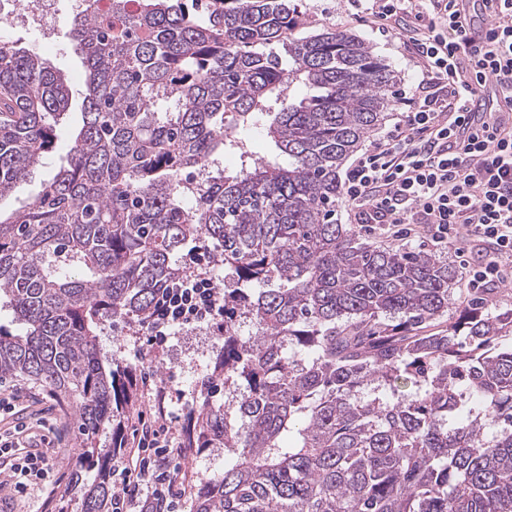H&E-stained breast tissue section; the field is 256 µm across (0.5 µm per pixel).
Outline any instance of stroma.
<instances>
[{"instance_id":"stroma-1","label":"stroma","mask_w":512,"mask_h":512,"mask_svg":"<svg viewBox=\"0 0 512 512\" xmlns=\"http://www.w3.org/2000/svg\"><path fill=\"white\" fill-rule=\"evenodd\" d=\"M302 13L306 31L325 28L339 29L365 38L374 51L398 73V87L412 91L420 79V73L409 61V56L397 40L377 29L369 20L358 15L348 0H296ZM74 0H58L60 22L54 33L56 48L45 53L46 62L60 71L69 82L74 93L83 89V66L72 39L69 20ZM80 102L72 107L58 130V147L51 154L45 167L37 177L21 184L14 196L0 202V207L13 209L22 202L33 199L41 189L43 179L49 177L63 157L72 137L80 126ZM354 233L360 241L376 247L394 250H423L435 253L441 260L453 267H460L461 260L454 252L437 248L424 234L415 232L405 240H395L364 226H354ZM102 352L113 360L133 367L145 368L150 379L138 390V402L142 411H149L158 402V393H165L163 402L168 425L173 435H180L183 415L194 403L198 383L202 374L211 364L223 345L222 336L209 327H186L176 330L167 343L157 347L151 345L140 327H128L121 322L105 321L98 331ZM13 385L21 396L33 395L51 405L53 411L48 419L56 427L55 436L49 447V454L55 463L76 464L80 440L75 430L67 424L64 407L58 404L49 389L32 381L17 378Z\"/></svg>"}]
</instances>
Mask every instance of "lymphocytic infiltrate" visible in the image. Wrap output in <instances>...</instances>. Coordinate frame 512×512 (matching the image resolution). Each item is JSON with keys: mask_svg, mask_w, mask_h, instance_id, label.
Returning a JSON list of instances; mask_svg holds the SVG:
<instances>
[{"mask_svg": "<svg viewBox=\"0 0 512 512\" xmlns=\"http://www.w3.org/2000/svg\"><path fill=\"white\" fill-rule=\"evenodd\" d=\"M368 13L411 53L424 89L396 94L401 119L347 169L344 205L355 223L414 224L434 245L475 252L470 285H497L512 266V123L469 105L487 85L512 88V0H495L479 35L455 0H372ZM223 322V289L193 270L157 296L144 329L161 344L176 328ZM171 444L165 414L139 415L113 469L112 512H180L193 475L169 465ZM0 458L16 495L54 493L69 476L23 423L0 432Z\"/></svg>", "mask_w": 512, "mask_h": 512, "instance_id": "lymphocytic-infiltrate-1", "label": "lymphocytic infiltrate"}]
</instances>
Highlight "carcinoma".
<instances>
[{"label": "carcinoma", "mask_w": 512, "mask_h": 512, "mask_svg": "<svg viewBox=\"0 0 512 512\" xmlns=\"http://www.w3.org/2000/svg\"><path fill=\"white\" fill-rule=\"evenodd\" d=\"M199 2L72 17L82 125L35 199L0 210V380L70 409L75 494L107 512L137 376L96 330L148 318L194 246L236 287L182 439L231 460L190 512H512V311L474 295L448 315L449 264L336 220L340 168L386 119L395 71L355 34L294 36L288 0H212L203 21ZM71 97L35 50L0 47V198L54 152Z\"/></svg>", "instance_id": "obj_1"}]
</instances>
